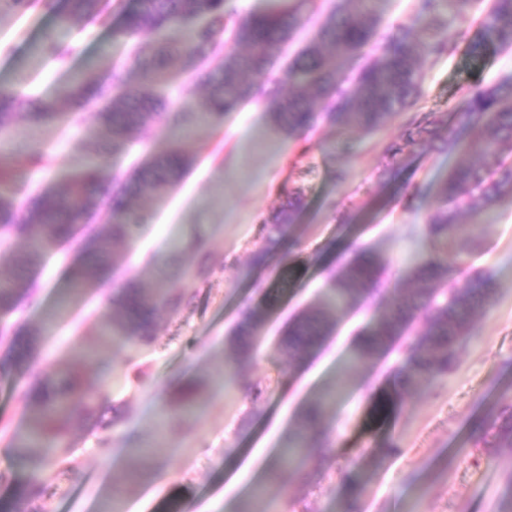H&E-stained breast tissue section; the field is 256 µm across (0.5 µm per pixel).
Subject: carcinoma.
I'll list each match as a JSON object with an SVG mask.
<instances>
[{"label":"carcinoma","mask_w":512,"mask_h":512,"mask_svg":"<svg viewBox=\"0 0 512 512\" xmlns=\"http://www.w3.org/2000/svg\"><path fill=\"white\" fill-rule=\"evenodd\" d=\"M315 0H271L267 13L249 19L236 17L229 0H135L131 9L120 7L123 34L132 41V66L139 71L136 84L125 81L121 70L105 78L92 73H75L63 83L52 99L27 95L0 86V138L12 135L14 123L22 118L32 126L77 122L90 103L99 109L93 121L101 141L88 149L82 164L61 187L31 189L24 174L51 167L50 156L37 144L0 163V245L15 240L28 243L14 257L15 272L0 278V315L15 309L19 300L37 287L35 275L48 250L69 241L76 227L89 216H100L106 230L90 236L83 245L84 257L71 280L68 292L79 295L109 280L118 266V245H130L143 223L138 202L173 188L192 164V156L181 147L154 154L137 163L125 179L112 173V154L125 150L144 128L163 122L174 130L197 131L263 91L276 49L294 39L300 12ZM375 0H337L330 5L315 36L284 73L291 89L272 101L274 122L290 132H309L320 120L341 128L373 131L396 113L412 110L421 82L417 45L410 34L397 28L376 36ZM26 12L39 6L51 7L50 0H0V8ZM471 0H418L417 8L427 20L425 52L441 55L450 50L443 17L464 19ZM101 0H67L56 12L55 24L46 30L37 46L44 58L61 63L76 48L60 34L76 19L95 23L102 18ZM152 32L151 43L139 41ZM378 41V59L367 61L369 46ZM512 46V0H493L479 23L477 38L466 45L468 54L479 60L491 49ZM362 59L354 79L344 84L339 70L346 61ZM178 62L204 93L193 111L175 109L162 92L170 66ZM463 125L471 130L466 140L448 144L465 154L495 159L476 167L461 163L441 189L440 205L430 219L428 235L440 247L450 242L465 243L464 209L482 215L500 198H512V163L497 159L504 142H512V84L477 86L458 106ZM436 118H412L409 126L416 135H434ZM300 213L298 203L276 217L274 230L282 233ZM382 266L370 250L358 251L334 275L318 305L303 312L288 326L281 347L293 359H305L329 336L336 314L365 300L376 288ZM413 288L385 309L376 323L357 336L349 359L358 365L388 351L424 315L421 336L404 348L400 369L404 390L429 382L448 370V359L462 336L468 332L474 312L492 292V280L471 275L462 286L441 261L417 259L412 267ZM180 296L161 279L146 287L132 280L116 293L112 314L93 327L100 343L122 340L131 348L153 340L156 315L178 305ZM259 313L248 309L239 328L230 337L238 358L248 359L252 348L247 341L256 337ZM35 341L14 333L0 358V369L27 362ZM328 385L303 409L299 423L283 446L279 464L290 463L298 453L311 457L324 447L320 423L325 398L335 392ZM198 383H179L184 404L178 407L183 419L192 416ZM28 424L11 436L13 447L23 452L36 469L48 464L63 439L75 404L89 408L94 396L70 378L46 376L24 396ZM493 431L496 446L512 449V412L486 424ZM47 489L34 478L19 490L31 501L42 500Z\"/></svg>","instance_id":"obj_1"}]
</instances>
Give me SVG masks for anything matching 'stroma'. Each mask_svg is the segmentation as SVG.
Here are the masks:
<instances>
[{"label": "stroma", "instance_id": "obj_1", "mask_svg": "<svg viewBox=\"0 0 512 512\" xmlns=\"http://www.w3.org/2000/svg\"><path fill=\"white\" fill-rule=\"evenodd\" d=\"M489 3L473 0L467 18L448 27L450 53L418 58L419 107L442 113L441 137H467L457 105L470 86L512 83V49L479 61L465 52ZM415 4L376 0L379 31L402 27L422 37L425 21ZM51 21L44 8L0 12V85L50 98L72 70L108 74L127 62L130 45L119 34L116 11L103 24L74 21L64 39L78 52L67 63L34 58L32 46ZM409 118L400 113L370 133L325 122L315 132L291 134L273 123L269 98L260 94L186 143L191 168L177 186L144 200L147 222L112 283L90 289L39 336L27 364L0 374V448L9 445L7 432L27 422L22 393L43 377L63 374L81 344L97 349L82 371L108 378L94 407L76 408L59 460L34 474L0 462V504L9 512H32L33 503L18 496L16 486L35 477L48 488L46 512H99L114 496L127 512H239L259 486L268 502L290 512H498L512 491V450L495 447L483 424L512 408V199L494 205L467 246L439 250L427 234L428 219L443 179L464 157L434 143L407 142ZM96 137L88 119L22 125L0 140V159L40 144L53 165L30 173L31 186L62 184ZM139 138L129 152L113 155V173L124 174L136 158L173 142L161 123ZM294 187L303 191L304 208L273 247L268 267H257L253 253L262 226ZM362 248L383 262L378 294L338 315L334 335L304 361L293 360L279 346L289 322ZM80 255L75 240L50 256L36 299L22 300L9 323L36 332ZM416 255L446 262L456 278L482 273L494 283L447 374L409 391L393 388L391 374L404 362L396 348L358 367L325 406L327 462L312 459L301 472L281 470L268 479L303 405L339 372L355 336L411 288ZM184 264L206 270L202 285L180 283ZM161 273L183 302L158 316L151 345L133 352L121 343L98 344L89 327L111 310L116 288L130 279L149 285ZM250 307L261 309L264 321L252 358L240 362L228 338ZM227 367L239 385L230 393L220 385ZM187 377L206 383L200 413L183 430H158ZM250 386L262 389L260 399L247 394ZM106 431L114 442L105 452L98 438ZM145 440L151 446L138 477H130L131 450ZM347 481L357 487L356 500L343 494Z\"/></svg>", "mask_w": 512, "mask_h": 512}]
</instances>
